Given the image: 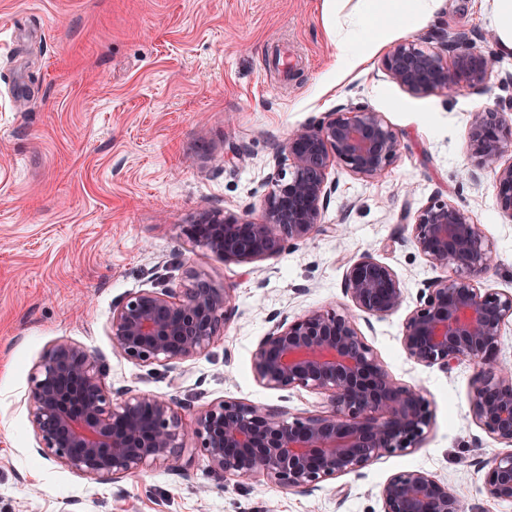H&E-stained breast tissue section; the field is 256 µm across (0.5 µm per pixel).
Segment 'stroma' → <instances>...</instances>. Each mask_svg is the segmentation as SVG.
Masks as SVG:
<instances>
[{
	"mask_svg": "<svg viewBox=\"0 0 512 512\" xmlns=\"http://www.w3.org/2000/svg\"><path fill=\"white\" fill-rule=\"evenodd\" d=\"M359 7L340 0L327 17L323 0H0V512H64L70 501L77 512H383L381 488L404 470L464 487L463 512H512V501L484 490L486 462L512 448L472 418L480 365L426 366L401 344L418 292L449 275L410 243L406 213L436 200L465 210L492 248L483 287L512 292V219L493 173L466 150L471 112L512 90L493 80L484 93L414 95L382 67L407 38L494 31L490 4L441 0L417 29L368 27L378 48L346 72L336 31ZM351 103L379 112L401 150L375 180L330 169L337 190L325 221L347 224L345 238L321 233L240 263L184 235L207 212L263 219L275 147ZM235 146L241 159L230 156ZM366 254L407 288L397 313L356 324L392 378L430 403L417 448L313 492L262 476L218 481L192 439L115 481L39 452L30 376L60 340L93 353L111 390L177 399L186 422L223 400L292 417L326 410L324 394L260 383L252 354L276 318L348 308L344 264ZM191 270L231 295L223 336L173 367L113 350V308L143 289L179 288Z\"/></svg>",
	"mask_w": 512,
	"mask_h": 512,
	"instance_id": "obj_1",
	"label": "stroma"
}]
</instances>
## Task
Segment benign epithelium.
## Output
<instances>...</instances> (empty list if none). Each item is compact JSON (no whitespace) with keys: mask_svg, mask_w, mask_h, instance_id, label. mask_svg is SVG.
<instances>
[{"mask_svg":"<svg viewBox=\"0 0 512 512\" xmlns=\"http://www.w3.org/2000/svg\"><path fill=\"white\" fill-rule=\"evenodd\" d=\"M492 38L472 31L438 47L403 40L384 54L388 76L407 92H482L498 57L477 46ZM467 148L477 166L494 174L496 198L512 218V124L499 107L471 114ZM399 134L366 106L343 105L323 120L292 131L272 156V190L261 221L206 214L184 233L226 261L250 262L276 254L317 232L344 231L323 223L341 167L376 179L397 157ZM410 240L435 267L452 271L422 289L403 324L401 343L419 364L449 371L462 361L482 366L471 397L474 420L512 445V360H498L502 328L512 318V293L480 287L490 270V245L458 206L443 202L421 209ZM343 287L354 308L370 317L399 311L406 294L388 265L367 255L346 265ZM229 294L192 271L179 290H141L112 311L113 350L138 365L175 364L202 352L224 331ZM256 378L276 389L304 388L327 396L328 410L286 418L240 401H222L183 423L173 398L106 386L98 360L66 340L50 346L30 377L28 410L40 452L70 471L116 480L164 462L190 436L220 478L260 474L269 482L314 491L329 479L357 473L383 454L416 447L429 425L427 399L396 383L373 354L349 312L319 309L283 318L252 355ZM484 488L512 500V451L486 463ZM383 512H462L464 492L420 470L391 476L381 490Z\"/></svg>","mask_w":512,"mask_h":512,"instance_id":"1","label":"benign epithelium"}]
</instances>
